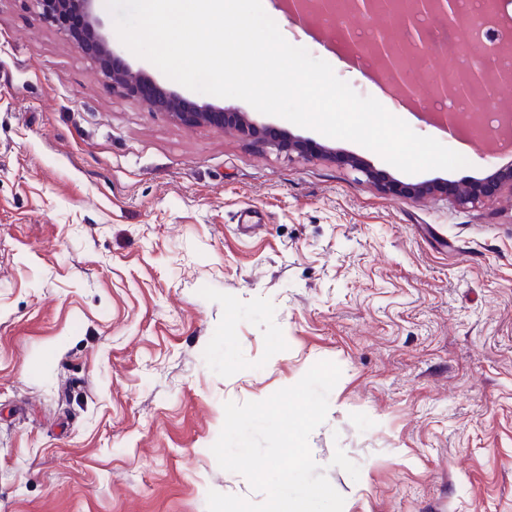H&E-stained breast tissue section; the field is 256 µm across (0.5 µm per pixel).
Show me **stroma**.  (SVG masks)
Segmentation results:
<instances>
[{
    "label": "stroma",
    "instance_id": "stroma-1",
    "mask_svg": "<svg viewBox=\"0 0 512 512\" xmlns=\"http://www.w3.org/2000/svg\"><path fill=\"white\" fill-rule=\"evenodd\" d=\"M262 4L290 44L391 105L344 21ZM112 45L189 101L334 155L179 125L114 93L34 0H0V512L262 501L211 451L224 404L320 361L341 377L309 446L343 512H512V194L463 207L365 176L486 181L512 147L444 135L426 96L411 129L468 164L407 174ZM365 175L367 176L368 179L375 180L377 189L385 195H395L412 199H418L424 196L425 194L440 189L438 185L402 186L393 181L380 179L370 171H366Z\"/></svg>",
    "mask_w": 512,
    "mask_h": 512
}]
</instances>
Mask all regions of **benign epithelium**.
<instances>
[{"label": "benign epithelium", "instance_id": "obj_1", "mask_svg": "<svg viewBox=\"0 0 512 512\" xmlns=\"http://www.w3.org/2000/svg\"><path fill=\"white\" fill-rule=\"evenodd\" d=\"M93 2L95 0H35L40 16L64 33L77 50L94 65L98 75L112 85L114 92L137 98L150 109L167 113L173 121L181 125H216L230 128L249 142L274 148L281 153H295L301 157L310 153V148L300 140L258 125L242 112L198 105L146 77L133 73L129 65L114 51L112 38L106 32L103 20L94 12ZM373 2L374 0H349V13L361 17L378 14L386 18L387 24L371 30L372 41L363 46L356 41L358 32L355 30L348 31L346 38L359 56L369 55L374 58L378 75L396 86L401 102L413 103L420 97L421 82L418 74L403 67V56L398 54L399 47L403 45L410 53L422 57L439 55L442 49L430 40L429 34L421 29V25L425 19L436 17L450 29L457 27L462 20L460 0H410V9L407 11L400 7L399 0H380L382 8L378 11L373 8ZM283 4L291 20H301L311 15H333L336 12V0H283ZM479 5L477 25L500 24L497 0H481ZM486 110L497 113L499 128L512 129V105L503 106L501 101L487 98L478 101L473 112H438L436 119L448 125L451 131L464 128L472 135L484 136L486 132L480 123L482 112ZM365 175L375 180L377 189L385 195L418 199L439 189L437 185L402 186L380 179L368 170ZM503 184L512 188L511 174L490 184L477 183L457 188L449 191V194L459 204H473L494 194Z\"/></svg>", "mask_w": 512, "mask_h": 512}]
</instances>
